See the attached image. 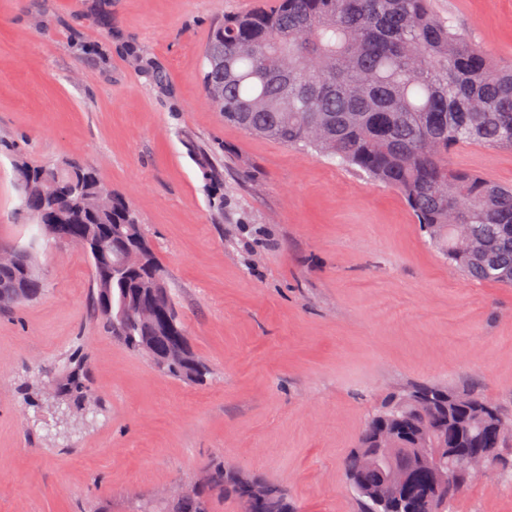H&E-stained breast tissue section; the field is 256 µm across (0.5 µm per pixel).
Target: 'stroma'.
<instances>
[{"mask_svg": "<svg viewBox=\"0 0 512 512\" xmlns=\"http://www.w3.org/2000/svg\"><path fill=\"white\" fill-rule=\"evenodd\" d=\"M257 4L0 0V241L34 229L15 156L79 159L137 210L209 369L178 379L108 336L88 256L40 240L42 295L0 311V512H143L215 466L277 485L296 512H360L344 459L393 392L475 389L512 413V286L450 266L395 190L206 101L212 24ZM435 7L512 63V0ZM192 144L224 169L223 209ZM449 160L512 187V149ZM77 360L96 394L81 411L53 389ZM453 512H512V486L472 483Z\"/></svg>", "mask_w": 512, "mask_h": 512, "instance_id": "obj_1", "label": "stroma"}]
</instances>
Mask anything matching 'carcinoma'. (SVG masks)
I'll use <instances>...</instances> for the list:
<instances>
[{
  "label": "carcinoma",
  "mask_w": 512,
  "mask_h": 512,
  "mask_svg": "<svg viewBox=\"0 0 512 512\" xmlns=\"http://www.w3.org/2000/svg\"><path fill=\"white\" fill-rule=\"evenodd\" d=\"M224 54V75L202 70L208 103L224 120L285 146L311 150L397 189L420 228L467 278L512 286V187L452 166L451 150L465 143L512 149V67L499 65L433 0H276L216 21L203 58ZM210 183L224 171L192 148ZM25 211L33 220L61 217L48 237L81 248L92 260V309L105 333L129 350L165 363L172 376H205L194 351L172 349L173 336H189L173 299L165 305L171 336L141 322L136 309L153 277L164 274L146 241L138 214L76 160L32 166L14 160ZM99 239L108 251L128 244L125 281L95 263L83 241ZM31 254L0 260V309L41 295ZM78 406L90 398L82 370L59 381ZM432 432L454 448L449 496L442 512L467 489L461 481L471 448L491 451L490 473L512 484V469L497 468V450L512 442V419L476 391L416 384L393 394L362 428L344 461L350 484L361 492V512H432L434 483L416 449ZM398 443L395 463L413 470L408 484L380 496L382 473L374 463L377 436ZM252 482L222 470L209 487L248 501ZM197 492L177 499L169 512H207Z\"/></svg>",
  "instance_id": "obj_1"
}]
</instances>
